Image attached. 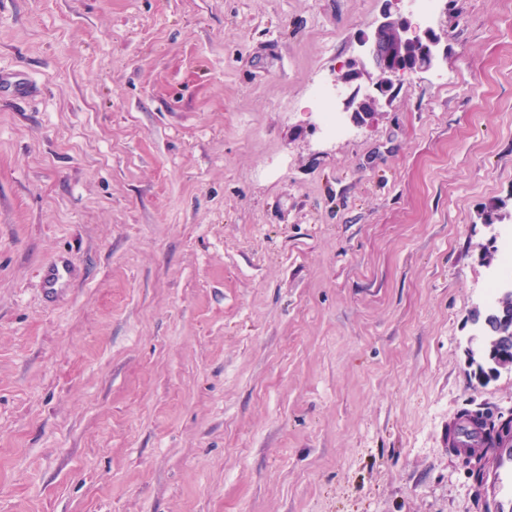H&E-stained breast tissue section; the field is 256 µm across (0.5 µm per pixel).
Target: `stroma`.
<instances>
[{"label": "stroma", "instance_id": "stroma-1", "mask_svg": "<svg viewBox=\"0 0 512 512\" xmlns=\"http://www.w3.org/2000/svg\"><path fill=\"white\" fill-rule=\"evenodd\" d=\"M382 9L0 0L37 86L0 93V512H481L448 423L512 418L470 363L512 0H442L431 70L331 136ZM70 273V264L62 262L47 269L43 278V286L47 294L53 295L58 288H62Z\"/></svg>", "mask_w": 512, "mask_h": 512}]
</instances>
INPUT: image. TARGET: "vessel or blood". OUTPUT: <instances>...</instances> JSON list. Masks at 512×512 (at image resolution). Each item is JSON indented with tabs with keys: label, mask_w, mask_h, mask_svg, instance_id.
<instances>
[{
	"label": "vessel or blood",
	"mask_w": 512,
	"mask_h": 512,
	"mask_svg": "<svg viewBox=\"0 0 512 512\" xmlns=\"http://www.w3.org/2000/svg\"><path fill=\"white\" fill-rule=\"evenodd\" d=\"M0 85L8 87L19 98L29 97L35 91L26 75L14 71L0 73ZM465 443L491 459L481 489L484 512H512V436L504 434L489 443L481 430L472 428Z\"/></svg>",
	"instance_id": "vessel-or-blood-1"
}]
</instances>
